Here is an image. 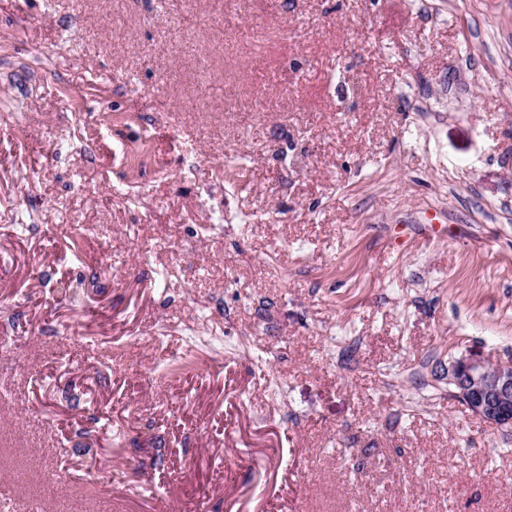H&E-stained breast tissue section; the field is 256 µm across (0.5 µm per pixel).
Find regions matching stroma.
Wrapping results in <instances>:
<instances>
[{"label":"stroma","instance_id":"stroma-1","mask_svg":"<svg viewBox=\"0 0 512 512\" xmlns=\"http://www.w3.org/2000/svg\"><path fill=\"white\" fill-rule=\"evenodd\" d=\"M0 345V512H512V0H0ZM454 395L476 417L501 428H512V361L490 363L462 356L448 372Z\"/></svg>","mask_w":512,"mask_h":512}]
</instances>
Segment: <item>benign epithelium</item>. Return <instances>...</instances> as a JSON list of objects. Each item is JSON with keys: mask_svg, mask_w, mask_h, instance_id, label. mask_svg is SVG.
Returning <instances> with one entry per match:
<instances>
[{"mask_svg": "<svg viewBox=\"0 0 512 512\" xmlns=\"http://www.w3.org/2000/svg\"><path fill=\"white\" fill-rule=\"evenodd\" d=\"M454 395L476 417L501 428H512V361L490 363L462 356L448 371Z\"/></svg>", "mask_w": 512, "mask_h": 512, "instance_id": "7a95c632", "label": "benign epithelium"}]
</instances>
